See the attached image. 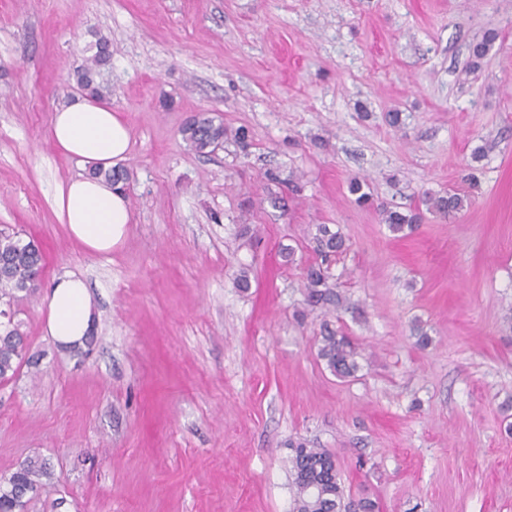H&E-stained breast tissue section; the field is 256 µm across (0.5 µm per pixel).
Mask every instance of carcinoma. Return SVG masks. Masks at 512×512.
I'll use <instances>...</instances> for the list:
<instances>
[{
  "instance_id": "cac0c4a2",
  "label": "carcinoma",
  "mask_w": 512,
  "mask_h": 512,
  "mask_svg": "<svg viewBox=\"0 0 512 512\" xmlns=\"http://www.w3.org/2000/svg\"><path fill=\"white\" fill-rule=\"evenodd\" d=\"M95 52L85 59L77 70V84L93 97L107 93L96 82L94 74L107 65L111 58L110 43L99 37ZM183 139L200 154L207 155L224 144L226 130L223 120L208 112H201L181 130ZM422 203L433 213L447 216L461 210L464 197L456 192L446 195L424 196ZM421 214L404 215L398 211H385V222L394 233L412 229ZM318 261L310 264L304 276L306 301L312 308H335L341 299L328 280L327 269L331 258L343 253L345 240L326 224H319L313 236ZM0 255L7 264L0 267V381L13 378L22 365L23 336L14 322L15 307L34 293L32 280L41 269L43 256L33 240H24L21 233L8 227L0 229ZM358 344L347 334L326 326L318 347V357L338 377L354 375ZM289 459L295 488L292 512H377L378 505L370 499L354 501L345 498L339 478L335 456L324 448H310L303 442L291 445ZM50 476L49 463L39 456L28 457L7 476L0 477V512H24L29 496L43 486Z\"/></svg>"
}]
</instances>
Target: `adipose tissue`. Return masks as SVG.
<instances>
[{
    "label": "adipose tissue",
    "instance_id": "adipose-tissue-1",
    "mask_svg": "<svg viewBox=\"0 0 512 512\" xmlns=\"http://www.w3.org/2000/svg\"><path fill=\"white\" fill-rule=\"evenodd\" d=\"M50 137L61 153L85 168L83 175L55 187L58 219L87 250L110 252L124 241L131 211L122 186L98 177L97 172L116 167L126 158L130 148L127 123L110 105L84 95L55 110ZM47 301L49 335L66 349L84 345L96 319L84 280L73 272L58 276Z\"/></svg>",
    "mask_w": 512,
    "mask_h": 512
}]
</instances>
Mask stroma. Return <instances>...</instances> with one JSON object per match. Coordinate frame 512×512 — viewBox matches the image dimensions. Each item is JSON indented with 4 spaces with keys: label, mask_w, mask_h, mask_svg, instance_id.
Returning <instances> with one entry per match:
<instances>
[{
    "label": "stroma",
    "mask_w": 512,
    "mask_h": 512,
    "mask_svg": "<svg viewBox=\"0 0 512 512\" xmlns=\"http://www.w3.org/2000/svg\"><path fill=\"white\" fill-rule=\"evenodd\" d=\"M98 34L132 135L107 254L56 215L81 167L49 137ZM200 112L228 133L207 156L180 134ZM451 189L464 209L409 236L383 220ZM319 224L346 241L332 314L303 289ZM1 225L45 258L0 381V476L52 470L25 512H290L299 439L379 512H512V0H0ZM66 271L99 315L70 352L46 332ZM326 321L355 376L319 359Z\"/></svg>",
    "instance_id": "obj_1"
}]
</instances>
